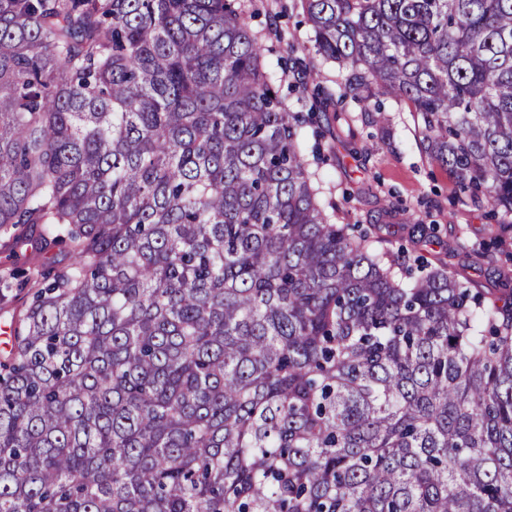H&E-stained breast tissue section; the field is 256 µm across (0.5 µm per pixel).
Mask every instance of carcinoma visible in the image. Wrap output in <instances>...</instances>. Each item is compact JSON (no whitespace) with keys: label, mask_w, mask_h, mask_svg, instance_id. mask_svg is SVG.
<instances>
[{"label":"carcinoma","mask_w":512,"mask_h":512,"mask_svg":"<svg viewBox=\"0 0 512 512\" xmlns=\"http://www.w3.org/2000/svg\"><path fill=\"white\" fill-rule=\"evenodd\" d=\"M512 226V0H296ZM237 0H0V512H512V290L336 224ZM0 274L7 299L21 266Z\"/></svg>","instance_id":"1"}]
</instances>
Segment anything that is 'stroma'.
<instances>
[{
    "instance_id": "obj_1",
    "label": "stroma",
    "mask_w": 512,
    "mask_h": 512,
    "mask_svg": "<svg viewBox=\"0 0 512 512\" xmlns=\"http://www.w3.org/2000/svg\"><path fill=\"white\" fill-rule=\"evenodd\" d=\"M252 29L294 37L296 55L313 58L311 27L295 0H245ZM407 105L385 97L358 106H330L306 128L305 152L320 150L322 201L339 224L368 229L380 252L396 262L423 258L471 287L512 285V229L502 228L486 206L459 197L446 169L430 162Z\"/></svg>"
}]
</instances>
